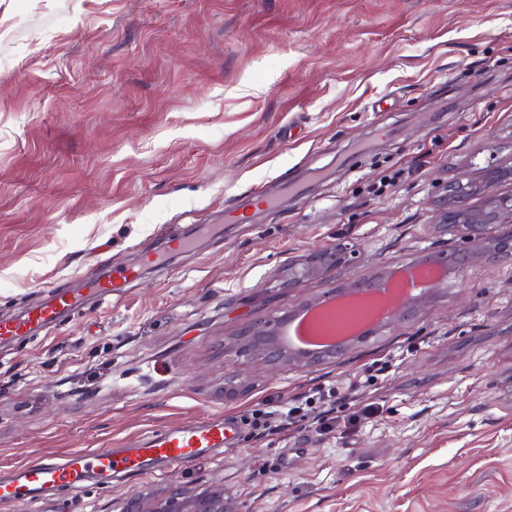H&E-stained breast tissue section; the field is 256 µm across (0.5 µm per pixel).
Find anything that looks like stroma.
Listing matches in <instances>:
<instances>
[{
    "instance_id": "1",
    "label": "stroma",
    "mask_w": 512,
    "mask_h": 512,
    "mask_svg": "<svg viewBox=\"0 0 512 512\" xmlns=\"http://www.w3.org/2000/svg\"><path fill=\"white\" fill-rule=\"evenodd\" d=\"M512 160V0H0V318L162 261L0 344V474L224 417L229 449L10 512H118L168 486L241 512H512V257L449 273L347 354L232 341L375 269L469 245L448 182ZM278 208L226 215L257 186ZM195 248L164 254V232ZM342 246L349 264L288 281ZM330 405L252 420L316 388ZM347 252L342 247H326L314 250L304 258L288 266V278L292 281L320 279L331 268L346 263ZM135 278V271L129 267L112 269V275L106 279H87L84 291L87 296L103 299L105 296H112L119 289L126 288L128 283Z\"/></svg>"
}]
</instances>
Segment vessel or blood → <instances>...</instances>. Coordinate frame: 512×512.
I'll list each match as a JSON object with an SVG mask.
<instances>
[{
    "label": "vessel or blood",
    "mask_w": 512,
    "mask_h": 512,
    "mask_svg": "<svg viewBox=\"0 0 512 512\" xmlns=\"http://www.w3.org/2000/svg\"><path fill=\"white\" fill-rule=\"evenodd\" d=\"M134 277L133 269L121 267L114 269L108 279H87L83 294L55 292L20 318L1 319L0 343L38 335L57 323L64 313L78 308L85 297L104 298L127 287ZM230 441V430L223 419L213 418L151 432L126 448L74 452L53 462L29 463L16 472L0 475V505L36 501L75 486L90 473L105 477L138 475L158 462L184 465Z\"/></svg>",
    "instance_id": "obj_1"
}]
</instances>
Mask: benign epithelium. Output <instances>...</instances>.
I'll use <instances>...</instances> for the list:
<instances>
[{
	"label": "benign epithelium",
	"mask_w": 512,
	"mask_h": 512,
	"mask_svg": "<svg viewBox=\"0 0 512 512\" xmlns=\"http://www.w3.org/2000/svg\"><path fill=\"white\" fill-rule=\"evenodd\" d=\"M512 180V161L477 179L462 177L448 183L440 213L443 224L463 227L472 245L462 252L439 254L416 265V269H437L439 273L429 280V285L419 293L400 300L385 320L380 319L353 336L321 348L317 353L294 348L285 343L279 327L290 315L274 314L264 321L251 325L236 339L237 348L271 365H306L314 359L342 355L359 343L378 335L383 329L399 325L414 317L442 286L449 271H462L480 264L491 254L512 256V232L492 234L490 230L500 224H512V195H501L495 185ZM484 197L479 208L469 206L476 196ZM347 252L343 248L317 249L288 266V278L292 281L320 279L331 268L346 263ZM397 272L385 267L371 276L355 280L342 288H333L315 297L307 308L316 309L329 296H355L368 294L382 283L392 279ZM120 512H237L222 487L187 490L168 488L143 496L130 498L120 504Z\"/></svg>",
	"instance_id": "benign-epithelium-1"
}]
</instances>
